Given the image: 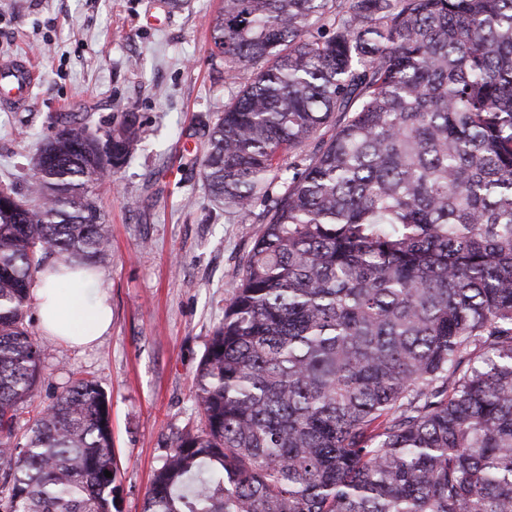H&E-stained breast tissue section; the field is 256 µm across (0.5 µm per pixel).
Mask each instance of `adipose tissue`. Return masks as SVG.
Segmentation results:
<instances>
[{"mask_svg":"<svg viewBox=\"0 0 512 512\" xmlns=\"http://www.w3.org/2000/svg\"><path fill=\"white\" fill-rule=\"evenodd\" d=\"M31 294L47 335L90 346L111 327L112 310L96 273L51 263L37 275Z\"/></svg>","mask_w":512,"mask_h":512,"instance_id":"1","label":"adipose tissue"}]
</instances>
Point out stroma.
<instances>
[{
	"label": "stroma",
	"instance_id": "obj_1",
	"mask_svg": "<svg viewBox=\"0 0 512 512\" xmlns=\"http://www.w3.org/2000/svg\"><path fill=\"white\" fill-rule=\"evenodd\" d=\"M221 0H0V59L29 55L38 73L23 110L0 109V184L26 193L38 146L71 113L107 129L138 116L142 140L97 202L112 249L95 267L112 328L79 349L47 341L32 410L72 375L111 405L119 512H143L171 438L198 424L193 378L224 319L258 225L225 214L201 176L207 130L228 96L210 21Z\"/></svg>",
	"mask_w": 512,
	"mask_h": 512
}]
</instances>
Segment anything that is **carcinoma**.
Returning a JSON list of instances; mask_svg holds the SVG:
<instances>
[{
  "instance_id": "obj_1",
  "label": "carcinoma",
  "mask_w": 512,
  "mask_h": 512,
  "mask_svg": "<svg viewBox=\"0 0 512 512\" xmlns=\"http://www.w3.org/2000/svg\"><path fill=\"white\" fill-rule=\"evenodd\" d=\"M211 44L231 90L202 179L261 227L144 512H512V0H222ZM56 123L38 203L0 186L5 512H113L95 380L16 434L31 283L110 251L94 187L139 141L133 112L104 141Z\"/></svg>"
}]
</instances>
